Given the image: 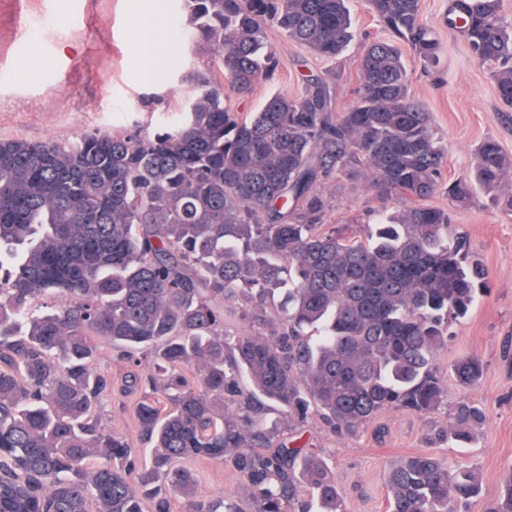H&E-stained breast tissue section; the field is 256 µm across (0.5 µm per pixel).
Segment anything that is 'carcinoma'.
I'll return each instance as SVG.
<instances>
[{"label":"carcinoma","instance_id":"obj_1","mask_svg":"<svg viewBox=\"0 0 512 512\" xmlns=\"http://www.w3.org/2000/svg\"><path fill=\"white\" fill-rule=\"evenodd\" d=\"M388 33L365 44L357 99L336 109L315 81L257 111L224 106L277 69L268 29L334 60L352 39L346 0H182L221 77L195 76L177 123L156 132L86 133L68 141L0 139V512H345L336 474L300 441L313 418L354 432L383 412L445 411L431 444L472 443L486 422L467 399L448 405L436 358L448 326L488 288L444 195L480 190L512 215V155L480 141L470 170L443 177L447 150L410 90L401 45L426 67L440 46L422 0H367ZM448 28L490 69L512 106V22L500 0H448ZM369 172L409 205L365 237L321 223L328 180ZM236 321L269 334L240 332ZM150 373L136 416L152 452L136 464L96 413L109 380L99 342ZM475 387L476 357L452 367ZM166 412L158 407L159 400ZM277 405L288 427L262 424ZM240 478L248 508L196 498L184 463ZM389 512H461L481 492L470 467L407 455L385 476ZM485 512H512V484Z\"/></svg>","mask_w":512,"mask_h":512}]
</instances>
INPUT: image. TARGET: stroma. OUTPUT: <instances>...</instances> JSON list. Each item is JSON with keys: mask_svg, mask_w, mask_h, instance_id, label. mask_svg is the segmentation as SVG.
Masks as SVG:
<instances>
[{"mask_svg": "<svg viewBox=\"0 0 512 512\" xmlns=\"http://www.w3.org/2000/svg\"><path fill=\"white\" fill-rule=\"evenodd\" d=\"M140 0H0V138L30 141L72 140L101 131L151 132L160 121L182 112L192 92L191 77L218 69L212 50L197 43L184 24L180 0H158L169 22L157 53L163 64L146 79L132 15ZM423 23L441 46L440 63L424 73L411 50L403 56L412 95L429 112L448 148L445 177L462 175L472 151L482 140H497L512 153V108L498 98L488 67L472 61L463 38L448 29V0H423ZM354 20L353 38L336 60L316 58L288 40L278 29L268 31L267 49L280 61L273 79L258 78L249 94L224 89V103L237 112H253L275 95L295 96L314 80L330 89L338 111L350 108L358 89V63L364 44L381 36L366 0H348ZM328 226L361 229L376 216L405 208L407 199L383 195L371 177L330 181L321 189ZM432 205L447 209L453 224L467 235L488 272L489 288L470 313L453 322L439 367L449 372L460 357L473 356L483 365L480 383L469 392L449 384L448 397L468 394L486 412L487 423L467 448H447L448 461L474 467L481 492L462 512H485L512 477V216L486 199L455 207L444 196ZM97 369L112 378V394L97 412L106 430L126 436L136 452L146 443L134 417L139 392H123L138 367L119 358L110 343L99 345ZM384 438L365 427L351 435L331 433L320 422L309 423L302 438L319 448L336 474L346 512H387L384 477L401 457L428 451L424 440L431 419L392 410L380 418ZM202 499L241 495L240 480L215 462L193 465Z\"/></svg>", "mask_w": 512, "mask_h": 512, "instance_id": "1", "label": "stroma"}]
</instances>
